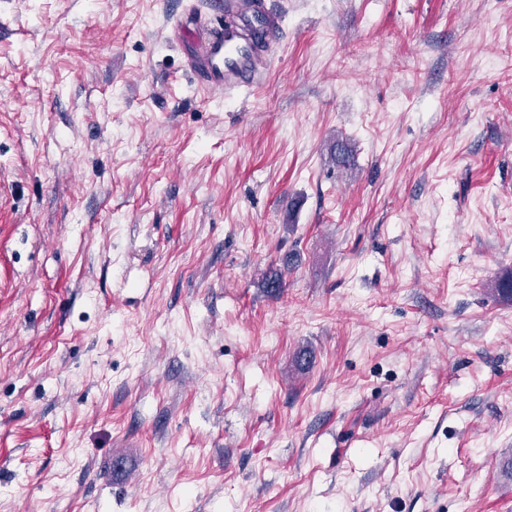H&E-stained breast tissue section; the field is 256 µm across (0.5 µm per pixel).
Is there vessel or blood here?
I'll return each instance as SVG.
<instances>
[{
	"label": "vessel or blood",
	"mask_w": 512,
	"mask_h": 512,
	"mask_svg": "<svg viewBox=\"0 0 512 512\" xmlns=\"http://www.w3.org/2000/svg\"><path fill=\"white\" fill-rule=\"evenodd\" d=\"M280 29V15L265 0H222L216 26L192 37L188 67L213 95L254 88L265 75Z\"/></svg>",
	"instance_id": "vessel-or-blood-1"
}]
</instances>
